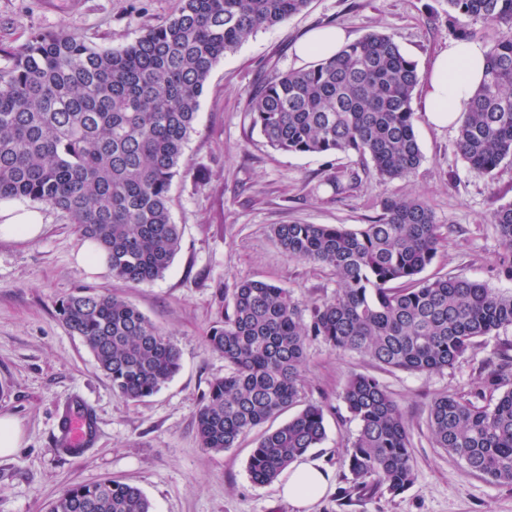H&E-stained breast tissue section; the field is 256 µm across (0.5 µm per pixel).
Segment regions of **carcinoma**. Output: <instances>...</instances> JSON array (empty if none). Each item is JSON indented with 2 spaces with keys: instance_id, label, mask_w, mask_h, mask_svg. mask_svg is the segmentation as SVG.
Listing matches in <instances>:
<instances>
[{
  "instance_id": "obj_1",
  "label": "carcinoma",
  "mask_w": 512,
  "mask_h": 512,
  "mask_svg": "<svg viewBox=\"0 0 512 512\" xmlns=\"http://www.w3.org/2000/svg\"><path fill=\"white\" fill-rule=\"evenodd\" d=\"M310 0H182L178 13L119 49L91 47L66 32L34 36L0 69V200L63 210L81 237L107 255L112 276L132 286L163 277L180 247L170 190L214 66L251 35L282 23ZM449 29L472 39L473 24L500 30L486 78L458 127L469 170L491 175L512 160V0H447ZM417 64L392 36L369 32L307 69L274 71L253 89L248 116L273 149L355 156L382 182L413 176L424 161L415 133ZM337 198L361 183L336 169ZM357 230L341 224H273L291 259L320 264L336 280L331 297L302 306L290 290L243 279L231 291L209 346L224 377L209 383L195 417L201 446L220 453L245 433L297 407L263 433L248 458L253 482L270 483L326 435L324 409L301 404L307 347L359 353L408 372L452 369L477 339L512 328V290L460 275L422 278L444 242L421 197L389 196ZM495 263L512 280V203L494 209ZM117 395L157 393L181 367L178 347L116 294L80 288L59 303ZM342 400L357 423L343 455L350 486L399 495L414 483L409 428L386 387L355 373ZM435 447L497 483L512 484V355L464 394L429 407ZM48 512H152L136 486L77 484Z\"/></svg>"
}]
</instances>
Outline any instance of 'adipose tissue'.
Returning a JSON list of instances; mask_svg holds the SVG:
<instances>
[{
    "label": "adipose tissue",
    "instance_id": "1",
    "mask_svg": "<svg viewBox=\"0 0 512 512\" xmlns=\"http://www.w3.org/2000/svg\"><path fill=\"white\" fill-rule=\"evenodd\" d=\"M348 41L343 28L306 32L295 43L293 52L306 64L336 54ZM486 50L474 40L455 39L431 62L423 88V110L438 126L458 125L469 111L472 95L483 80ZM43 231L38 213L0 203V238L33 241ZM330 474L317 461L302 457L288 469L279 485L281 495L297 507L312 506L325 492Z\"/></svg>",
    "mask_w": 512,
    "mask_h": 512
}]
</instances>
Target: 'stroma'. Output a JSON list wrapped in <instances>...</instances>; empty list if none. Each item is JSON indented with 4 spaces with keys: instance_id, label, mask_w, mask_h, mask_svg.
I'll return each instance as SVG.
<instances>
[{
    "instance_id": "1",
    "label": "stroma",
    "mask_w": 512,
    "mask_h": 512,
    "mask_svg": "<svg viewBox=\"0 0 512 512\" xmlns=\"http://www.w3.org/2000/svg\"><path fill=\"white\" fill-rule=\"evenodd\" d=\"M180 0H0V67L33 35L64 30L86 44L120 48L174 16ZM344 27L351 39L391 35L426 79L431 59L451 39L445 0H311L309 7L258 31L212 70L171 188V214L180 248L162 278L128 287L110 271L85 273L75 261L83 242L68 216L48 204L23 201L44 217L34 242L0 239V414L15 417L22 443L0 457V512H44L46 503L75 484L113 479L137 485L153 512H301L277 484L258 485L247 460L258 431L236 448H202L195 414L224 358L207 344L219 320L215 292L242 279L288 288L302 304L332 296L336 284L321 266L289 259L270 235L274 224H341L351 230L380 212L389 194L423 196L438 223L455 225L425 277L462 275L498 289L512 281L494 266L497 234L489 214L512 202V162L492 176H474L457 154L453 126L416 115L424 161L407 180L379 183L365 175L350 195L331 199L323 180L342 155L274 150L250 127L252 89L274 70L297 69L295 42L318 27ZM114 293L136 306L179 348L181 368L155 395L121 399L79 336L60 320L57 302L77 288ZM512 346V328L479 338L454 368L412 373L379 366L368 357L307 349L304 400L325 408L326 438L311 449L332 481L309 512H512V485L468 471L435 447L427 418L432 398L467 392L494 368L492 354ZM354 373L379 379L398 403L411 437L413 485L398 496L379 490L337 501L347 486L344 450L357 424L340 395ZM81 400L98 431L83 454L58 451V421L66 402Z\"/></svg>"
}]
</instances>
